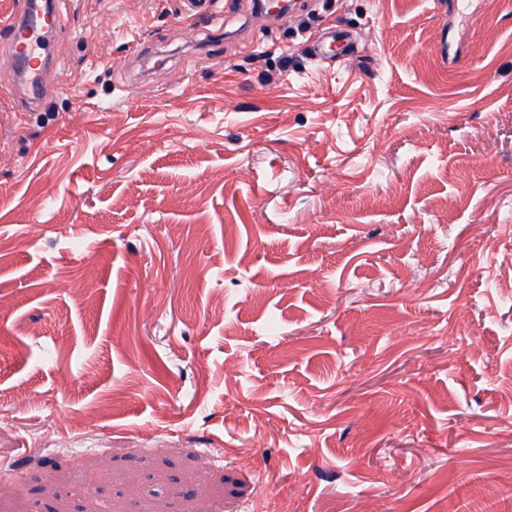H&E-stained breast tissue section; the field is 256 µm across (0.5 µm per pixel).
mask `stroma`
Returning a JSON list of instances; mask_svg holds the SVG:
<instances>
[{"label": "stroma", "instance_id": "1", "mask_svg": "<svg viewBox=\"0 0 512 512\" xmlns=\"http://www.w3.org/2000/svg\"><path fill=\"white\" fill-rule=\"evenodd\" d=\"M446 2L197 51L59 0L0 136V512H512V0ZM350 41V34L342 28H334L324 33L321 38L311 41L310 57L315 62L323 61L327 51L337 44L346 45Z\"/></svg>", "mask_w": 512, "mask_h": 512}]
</instances>
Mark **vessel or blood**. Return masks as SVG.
Instances as JSON below:
<instances>
[{"instance_id":"vessel-or-blood-1","label":"vessel or blood","mask_w":512,"mask_h":512,"mask_svg":"<svg viewBox=\"0 0 512 512\" xmlns=\"http://www.w3.org/2000/svg\"><path fill=\"white\" fill-rule=\"evenodd\" d=\"M191 21H215L223 10L233 9L234 0H184ZM58 5L51 0L48 8H39L35 0H12L7 17H0V45L6 46L13 59V81L6 86V98L13 115H22L38 107L44 93V73L48 60L44 57L41 34L56 31ZM350 35L341 28L324 33L312 41L310 57L323 61L335 45L349 43Z\"/></svg>"}]
</instances>
